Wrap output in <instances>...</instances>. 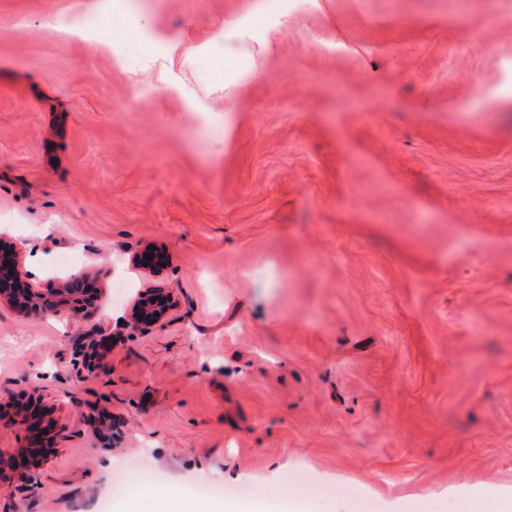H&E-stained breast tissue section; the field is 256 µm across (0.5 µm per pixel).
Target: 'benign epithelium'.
I'll return each instance as SVG.
<instances>
[{
    "label": "benign epithelium",
    "instance_id": "7a95c632",
    "mask_svg": "<svg viewBox=\"0 0 512 512\" xmlns=\"http://www.w3.org/2000/svg\"><path fill=\"white\" fill-rule=\"evenodd\" d=\"M153 255L147 259V255ZM10 265H5V262ZM163 256L155 250L146 249L133 258L136 268L156 273L163 269ZM22 251L12 242L0 239V303L24 316L46 312H61L67 308L74 314L87 312L95 307L97 294L87 288V278L71 275L66 278L49 279L33 284L25 282ZM171 305L170 292L163 289L145 291L135 303L130 326L145 329L156 326ZM13 422L24 428L26 434L37 436L42 432V416L29 403H15Z\"/></svg>",
    "mask_w": 512,
    "mask_h": 512
}]
</instances>
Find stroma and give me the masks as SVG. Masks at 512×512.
<instances>
[{
	"label": "stroma",
	"instance_id": "1",
	"mask_svg": "<svg viewBox=\"0 0 512 512\" xmlns=\"http://www.w3.org/2000/svg\"><path fill=\"white\" fill-rule=\"evenodd\" d=\"M130 21L178 50L131 56ZM0 236L31 282L99 292L89 316L0 304V512L512 496V0H0ZM157 287L159 325L126 327ZM16 400L18 402L12 405V408L15 409L13 422L23 427L25 433L29 436L35 437L39 435L43 429L41 414L36 410L34 405L31 406L30 403H27L31 401L30 399H28L29 401H27L26 404L23 402L21 404L19 403L22 400L21 398H17Z\"/></svg>",
	"mask_w": 512,
	"mask_h": 512
}]
</instances>
